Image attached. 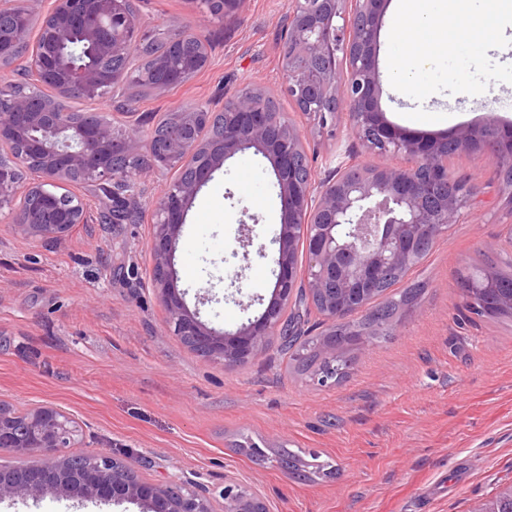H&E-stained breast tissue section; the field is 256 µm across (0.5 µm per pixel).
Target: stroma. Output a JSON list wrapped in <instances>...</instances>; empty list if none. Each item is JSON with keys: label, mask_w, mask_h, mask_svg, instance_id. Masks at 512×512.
Wrapping results in <instances>:
<instances>
[{"label": "stroma", "mask_w": 512, "mask_h": 512, "mask_svg": "<svg viewBox=\"0 0 512 512\" xmlns=\"http://www.w3.org/2000/svg\"><path fill=\"white\" fill-rule=\"evenodd\" d=\"M145 29L194 25L192 0H137ZM288 0H248L205 31L209 63L187 83L133 101L128 89L73 106L115 127L152 133L168 113L201 102L219 110L244 86L275 96L305 133L309 163L324 176L339 159H368L347 115L318 132L281 93L280 45ZM388 0L377 47L380 105L415 134L446 135L488 115L512 124V83L478 95L438 92L406 99L389 80ZM448 175L477 178L483 193L468 223L449 227L409 276L419 303L387 340L362 347L348 377L316 385L297 373L271 337L266 352L235 366L194 353L165 325L150 276L152 214L102 223L111 203L81 188L89 221L64 240L36 242L0 224V399L73 414L82 452L145 459L149 479L171 476L209 491L236 476L271 512H475L512 487V321L469 313L459 273L506 253L512 222L505 189L476 155L450 154ZM281 222L268 162L228 160L193 201L176 249L177 287L202 320L228 330L258 315L278 267ZM249 436L266 464L239 451ZM0 512H139L71 499L0 503Z\"/></svg>", "instance_id": "35a3bbf8"}]
</instances>
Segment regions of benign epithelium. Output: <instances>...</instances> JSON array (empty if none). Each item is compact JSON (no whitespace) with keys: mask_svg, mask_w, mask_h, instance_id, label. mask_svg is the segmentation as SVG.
<instances>
[{"mask_svg":"<svg viewBox=\"0 0 512 512\" xmlns=\"http://www.w3.org/2000/svg\"><path fill=\"white\" fill-rule=\"evenodd\" d=\"M387 2L288 0L282 92L318 129L345 112L367 152L405 160L362 166L347 161L316 178L297 125L282 112L258 108L251 87L226 100L221 113L203 105L174 113L176 127L164 138L146 136L137 126L119 130L97 113L67 111L65 99L94 101L134 80L132 69L107 71L103 64L129 58L144 36L135 0H53L46 10L41 0H13L11 8H0L17 16L15 23H0V64L14 58L29 33L40 39L26 53L27 84L0 88V223L39 242L60 240L73 225L88 222L74 187L103 192L118 210L127 201L120 193L132 191L135 181L159 166L181 167L182 176L151 202V282L172 335L207 359L233 366L261 355L272 334H291L285 308L301 292L319 304L328 326L367 314L369 304L336 301V282L358 274L365 285L377 284L389 268L414 260L417 240L434 242L448 226L464 223L477 187L448 179V147L496 166L501 146L485 137L486 130L512 134L511 125L491 115L481 127L463 126L445 138H421L386 119L377 46ZM246 3L202 0L196 25L178 39L181 66L174 70L168 58L155 60L156 91L182 85L204 69L208 60L197 48L206 44L208 22L237 14ZM76 44L88 60L73 61ZM44 86L54 95L44 94ZM247 151L268 161L279 190V271L259 315L234 330L216 329L186 306L176 288V244L200 190L229 159ZM32 168L34 181L23 182L21 175ZM81 440L79 422L62 409L40 405L20 414L0 400V451L53 458L27 469H0V502L51 496L135 503L140 512H269L263 495L238 479L224 480L215 499L176 477L165 483L146 478V462L137 457L97 451L76 464L62 451Z\"/></svg>","mask_w":512,"mask_h":512,"instance_id":"benign-epithelium-1","label":"benign epithelium"}]
</instances>
